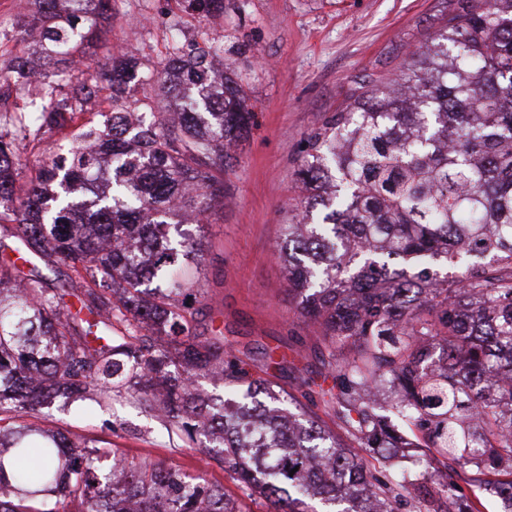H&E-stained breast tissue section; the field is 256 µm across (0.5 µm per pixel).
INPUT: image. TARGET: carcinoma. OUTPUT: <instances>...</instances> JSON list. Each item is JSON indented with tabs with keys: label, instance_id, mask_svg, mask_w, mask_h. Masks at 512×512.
I'll list each match as a JSON object with an SVG mask.
<instances>
[{
	"label": "carcinoma",
	"instance_id": "carcinoma-1",
	"mask_svg": "<svg viewBox=\"0 0 512 512\" xmlns=\"http://www.w3.org/2000/svg\"><path fill=\"white\" fill-rule=\"evenodd\" d=\"M28 3L0 62V101L23 102L0 110V250L16 257L0 262V512H128L132 496L137 512H240L202 474L20 421L43 403L106 404L123 389L274 512H313L312 498L336 512H397L398 498L418 499L197 331V283L170 275L202 264L186 219L208 223L254 123L242 87L213 71L224 42L174 43L155 95L129 109L144 116L161 100L179 126L163 116L129 129V109L85 105L130 93L136 55L85 78H28L34 57L52 68L93 44L112 0ZM353 97L308 135L302 210L277 249L328 351L316 394L375 461L423 447L431 473L469 468L482 482L512 466V0H456L394 77ZM53 131L69 132L67 153L19 184L17 143ZM39 263L65 266L68 286H50ZM214 372L220 399L196 385ZM388 383L397 402L367 397ZM412 427L422 442L407 441ZM440 492L437 512H475L454 487Z\"/></svg>",
	"mask_w": 512,
	"mask_h": 512
}]
</instances>
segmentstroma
<instances>
[{
  "label": "stroma",
  "mask_w": 512,
  "mask_h": 512,
  "mask_svg": "<svg viewBox=\"0 0 512 512\" xmlns=\"http://www.w3.org/2000/svg\"><path fill=\"white\" fill-rule=\"evenodd\" d=\"M452 8V0H224L223 12L203 16L184 0H112V24L98 38L97 59L129 50L155 63L169 56L173 36L223 40V63L242 85L255 124L237 164L224 174L223 202L197 231L205 249L203 266L192 274L204 292L198 319L223 326L225 340L236 347L285 358L290 370L277 378L278 387L349 448L355 442L344 425L304 385L321 371L324 346L315 326L297 318L275 244L296 205L309 133L351 103L357 84L393 77L408 53L445 25ZM23 420L111 442L136 463L161 461L189 474L205 470L249 512H271L263 498L168 433L153 410L128 394L113 395L104 408L77 402ZM454 483L477 512H512L495 483H472L466 471Z\"/></svg>",
  "instance_id": "35a3bbf8"
}]
</instances>
